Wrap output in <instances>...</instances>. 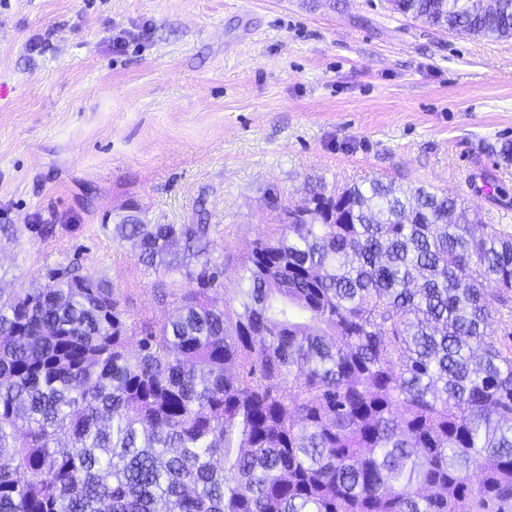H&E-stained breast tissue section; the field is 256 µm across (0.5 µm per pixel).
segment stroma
Instances as JSON below:
<instances>
[{"label": "stroma", "mask_w": 512, "mask_h": 512, "mask_svg": "<svg viewBox=\"0 0 512 512\" xmlns=\"http://www.w3.org/2000/svg\"><path fill=\"white\" fill-rule=\"evenodd\" d=\"M512 40L437 31L385 0H0V288L77 267L130 322L189 283L115 233L205 206L232 298L317 179L427 186L512 227Z\"/></svg>", "instance_id": "obj_1"}]
</instances>
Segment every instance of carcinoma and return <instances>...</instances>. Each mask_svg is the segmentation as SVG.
<instances>
[{
	"label": "carcinoma",
	"instance_id": "obj_1",
	"mask_svg": "<svg viewBox=\"0 0 512 512\" xmlns=\"http://www.w3.org/2000/svg\"><path fill=\"white\" fill-rule=\"evenodd\" d=\"M512 39V0H387ZM219 308L204 209L116 224L196 287L130 324L103 279L0 288V512H512V232L423 187L319 181Z\"/></svg>",
	"mask_w": 512,
	"mask_h": 512
}]
</instances>
